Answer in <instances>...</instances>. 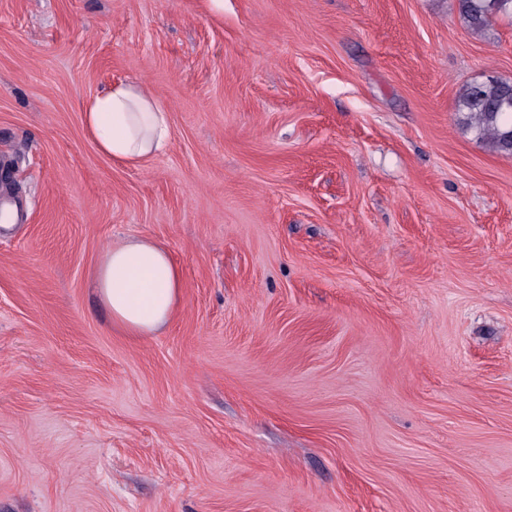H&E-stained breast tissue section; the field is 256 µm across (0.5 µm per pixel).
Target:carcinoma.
I'll return each instance as SVG.
<instances>
[{"label":"carcinoma","instance_id":"cac0c4a2","mask_svg":"<svg viewBox=\"0 0 512 512\" xmlns=\"http://www.w3.org/2000/svg\"><path fill=\"white\" fill-rule=\"evenodd\" d=\"M467 26L483 31L496 16L512 18V0H459ZM457 112L464 127L495 152L512 155V81L486 77L459 90Z\"/></svg>","mask_w":512,"mask_h":512}]
</instances>
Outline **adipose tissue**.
Segmentation results:
<instances>
[{"label":"adipose tissue","mask_w":512,"mask_h":512,"mask_svg":"<svg viewBox=\"0 0 512 512\" xmlns=\"http://www.w3.org/2000/svg\"><path fill=\"white\" fill-rule=\"evenodd\" d=\"M105 156L138 163L162 152L171 129L166 110L147 87L128 81L94 95L83 114ZM182 283V271L164 247L141 239L111 243L103 251L94 286L113 322L133 336L166 326Z\"/></svg>","instance_id":"1"}]
</instances>
